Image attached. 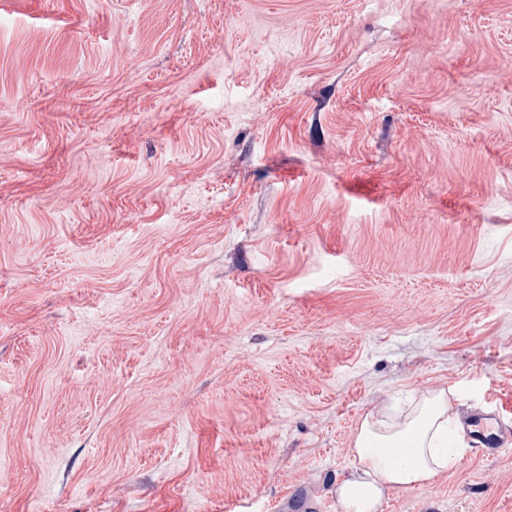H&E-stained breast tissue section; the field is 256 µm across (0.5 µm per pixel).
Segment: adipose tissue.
<instances>
[{
  "label": "adipose tissue",
  "mask_w": 512,
  "mask_h": 512,
  "mask_svg": "<svg viewBox=\"0 0 512 512\" xmlns=\"http://www.w3.org/2000/svg\"><path fill=\"white\" fill-rule=\"evenodd\" d=\"M454 419L444 389L397 420L367 414L350 450L353 470L336 483L340 512H379L391 491L423 486L447 472L454 463L447 450Z\"/></svg>",
  "instance_id": "obj_1"
}]
</instances>
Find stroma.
<instances>
[{
    "label": "stroma",
    "mask_w": 512,
    "mask_h": 512,
    "mask_svg": "<svg viewBox=\"0 0 512 512\" xmlns=\"http://www.w3.org/2000/svg\"><path fill=\"white\" fill-rule=\"evenodd\" d=\"M512 404V0H0V512H339L361 418ZM380 512H512V449Z\"/></svg>",
    "instance_id": "stroma-1"
}]
</instances>
